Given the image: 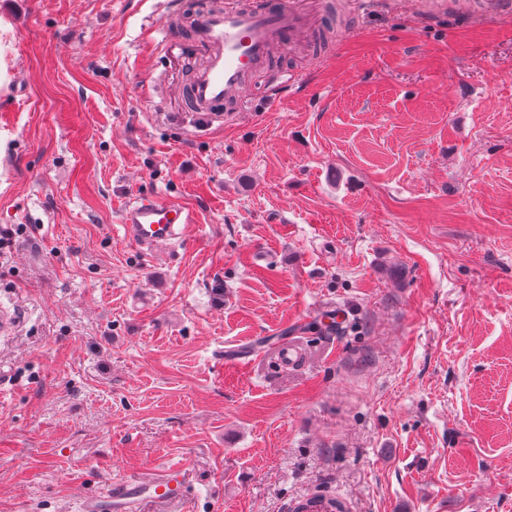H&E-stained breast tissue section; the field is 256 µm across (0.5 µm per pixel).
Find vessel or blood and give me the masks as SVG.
I'll return each instance as SVG.
<instances>
[{"label": "vessel or blood", "mask_w": 512, "mask_h": 512, "mask_svg": "<svg viewBox=\"0 0 512 512\" xmlns=\"http://www.w3.org/2000/svg\"><path fill=\"white\" fill-rule=\"evenodd\" d=\"M309 28L296 0H252L251 4L199 13L183 53L207 52L189 88L192 110L201 119L220 122L224 110L239 106L250 72L268 62L275 50L295 45ZM194 218L181 205L141 194L121 213L124 239L140 249L178 245ZM192 481L184 468L172 467L161 477L116 481L80 497L76 512H139L147 501L184 498Z\"/></svg>", "instance_id": "b4317fda"}]
</instances>
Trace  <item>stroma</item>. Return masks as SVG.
Returning a JSON list of instances; mask_svg holds the SVG:
<instances>
[{"label":"stroma","instance_id":"35a3bbf8","mask_svg":"<svg viewBox=\"0 0 512 512\" xmlns=\"http://www.w3.org/2000/svg\"><path fill=\"white\" fill-rule=\"evenodd\" d=\"M177 2L0 0V512L176 464L141 512H512V17L300 0L219 125L156 28L236 0ZM140 194L193 211L175 256L121 240Z\"/></svg>","mask_w":512,"mask_h":512}]
</instances>
